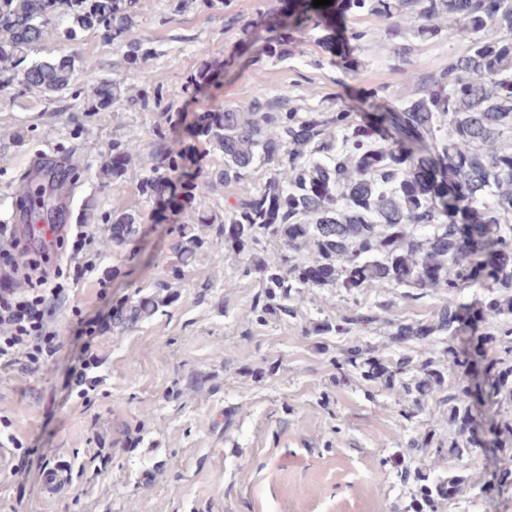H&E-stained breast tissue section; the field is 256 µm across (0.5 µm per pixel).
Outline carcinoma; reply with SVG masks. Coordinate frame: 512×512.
Returning <instances> with one entry per match:
<instances>
[{"mask_svg": "<svg viewBox=\"0 0 512 512\" xmlns=\"http://www.w3.org/2000/svg\"><path fill=\"white\" fill-rule=\"evenodd\" d=\"M136 0H0V75L27 61L46 30L65 24L69 32L100 30L127 48L125 62L133 70L154 55L147 43L126 40L135 18ZM296 23L290 12L267 27L262 55L272 61L288 56L297 29H325L335 22L336 4L315 7L296 0ZM345 12L383 17L391 24L397 76L391 97L397 103V124L427 144L433 156H417L414 142L378 137L357 123L342 105L302 112L288 96L255 99L244 108L203 110L187 126L189 139H202L219 151L224 165L202 176L185 139L170 136L185 115L167 112L156 128V150L139 192L149 198L169 190L173 177L189 183L206 199L218 187L246 179L254 165L265 168L261 186L243 195L224 197V215L202 210L195 223L175 227L177 262L194 263L207 240L242 257V275H259L261 291L252 313L260 325L272 318L297 315L311 288H333L351 296L362 288H403L416 299L448 289V304L428 320L390 319L392 336L403 344L422 346L418 357L395 360L375 355L369 346L345 351L336 369L354 371L378 381L394 396L401 414L413 418L433 386L442 387L448 405V441L427 435L409 448L456 460L477 455V442L459 426L473 414L474 387L447 374L432 355L435 337H448V367L464 365L453 345L458 331V290L480 283L486 289L478 313L496 327L477 337L482 347L496 346L492 376L482 392L497 407L495 434L512 438V0H343ZM415 22L416 36L438 38L443 22L468 40L467 50L438 73L411 69V47L402 20ZM76 56L34 60L24 69L23 84L57 101L78 95ZM207 67L190 78L187 91L196 96L211 83ZM99 107L118 97L117 87L103 83L96 90ZM141 155L137 137L112 141V157L103 175L117 182ZM104 231L112 251L130 246L140 233L139 216L114 212ZM279 242V261L270 262L263 244ZM172 294L155 292L112 307V328L136 327L171 304ZM378 321L375 309L355 302L343 314L305 325L306 336H348ZM414 476L416 495L405 512H441L445 501L462 496L467 477L450 471L434 480Z\"/></svg>", "mask_w": 512, "mask_h": 512, "instance_id": "1", "label": "carcinoma"}]
</instances>
